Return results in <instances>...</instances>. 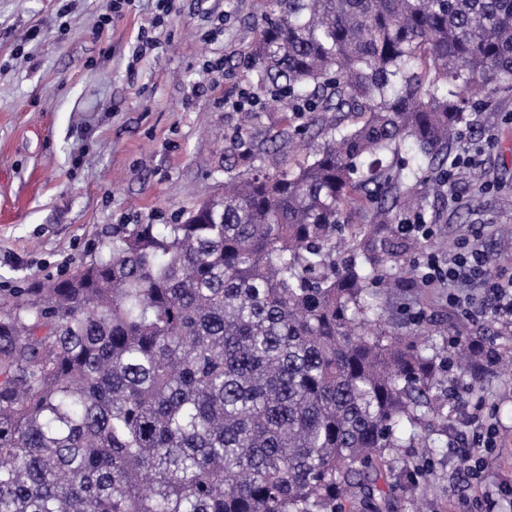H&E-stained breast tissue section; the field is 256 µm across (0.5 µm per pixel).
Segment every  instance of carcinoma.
I'll return each mask as SVG.
<instances>
[{"label": "carcinoma", "instance_id": "carcinoma-1", "mask_svg": "<svg viewBox=\"0 0 512 512\" xmlns=\"http://www.w3.org/2000/svg\"><path fill=\"white\" fill-rule=\"evenodd\" d=\"M248 63L293 134L336 123L0 300V512H384L374 476L448 426V347L392 331L336 236L395 223L512 92V0H272Z\"/></svg>", "mask_w": 512, "mask_h": 512}]
</instances>
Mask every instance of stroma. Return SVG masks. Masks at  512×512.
I'll return each instance as SVG.
<instances>
[{
    "instance_id": "1",
    "label": "stroma",
    "mask_w": 512,
    "mask_h": 512,
    "mask_svg": "<svg viewBox=\"0 0 512 512\" xmlns=\"http://www.w3.org/2000/svg\"><path fill=\"white\" fill-rule=\"evenodd\" d=\"M106 0H0V294L69 273L120 224H171L183 211L222 194L227 176L245 178L276 148L288 166L302 161L297 138L257 82L247 50L263 25L267 0H174L152 27L153 0H133L122 19L96 34ZM156 41L141 60L140 29ZM223 59L210 70L207 60ZM257 105L250 123L230 107L240 90ZM460 135L480 140L474 164L457 167L421 211L434 236L398 262L417 269L426 252L453 254L479 238L512 274V92L469 113ZM252 146L243 160L235 145ZM444 288L378 289L373 300L393 330L425 322L437 343L452 328L512 349V325L450 306ZM448 430L424 448H405L377 486L387 512H512V370L486 367L471 380L448 371ZM498 430L481 479L464 480L459 449L471 440L470 414Z\"/></svg>"
}]
</instances>
